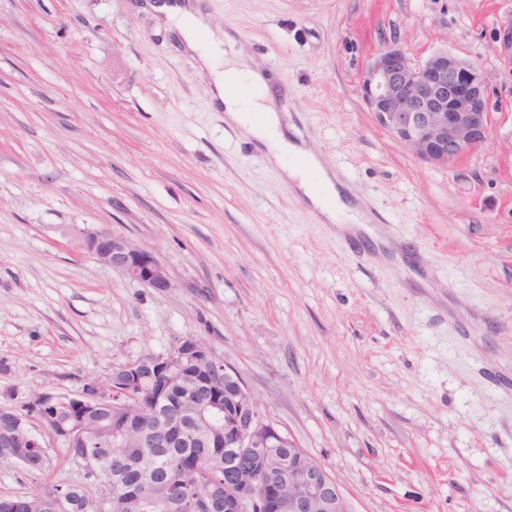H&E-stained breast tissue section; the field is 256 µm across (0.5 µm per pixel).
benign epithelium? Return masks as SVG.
Returning a JSON list of instances; mask_svg holds the SVG:
<instances>
[{
	"instance_id": "7a95c632",
	"label": "benign epithelium",
	"mask_w": 512,
	"mask_h": 512,
	"mask_svg": "<svg viewBox=\"0 0 512 512\" xmlns=\"http://www.w3.org/2000/svg\"><path fill=\"white\" fill-rule=\"evenodd\" d=\"M493 40L496 58L512 69V10L498 17ZM359 88L381 124L427 164L448 166L489 135L494 92L485 72L478 62L446 49L415 61L401 43L391 41L370 58ZM82 247L102 265L135 282L162 291L172 287L167 268L156 255L112 234L108 227L85 231ZM224 381L234 390L224 411L228 420L224 447L233 449L238 461L250 457L241 480L257 488L253 493L229 491L224 512H273L276 508L267 488L282 464L268 456V448L288 449V512H347L325 466L264 417L243 379L228 366Z\"/></svg>"
}]
</instances>
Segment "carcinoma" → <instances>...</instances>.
Returning <instances> with one entry per match:
<instances>
[{
	"instance_id": "obj_1",
	"label": "carcinoma",
	"mask_w": 512,
	"mask_h": 512,
	"mask_svg": "<svg viewBox=\"0 0 512 512\" xmlns=\"http://www.w3.org/2000/svg\"><path fill=\"white\" fill-rule=\"evenodd\" d=\"M170 368L158 371L151 355L139 358L98 383L107 396L100 408L76 400L45 404L35 393L23 408L0 412V458L25 451L27 468L43 470L46 452L33 447L30 419L50 416L72 426L76 441L68 457L84 479L112 485V503L93 505L81 486L57 505V512H211L224 489L243 490L236 468L225 465L224 405L215 388L224 374L180 341L169 351Z\"/></svg>"
}]
</instances>
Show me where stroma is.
<instances>
[{
	"label": "stroma",
	"mask_w": 512,
	"mask_h": 512,
	"mask_svg": "<svg viewBox=\"0 0 512 512\" xmlns=\"http://www.w3.org/2000/svg\"><path fill=\"white\" fill-rule=\"evenodd\" d=\"M198 2L378 238L317 223L137 0H0V408L194 338L348 512H512V70L493 53L512 0ZM393 40L483 65L491 131L459 162L419 161L362 102ZM101 225L171 288L81 249ZM46 451L42 471L0 459V494L83 484Z\"/></svg>",
	"instance_id": "obj_1"
}]
</instances>
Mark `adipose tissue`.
<instances>
[{
	"instance_id": "adipose-tissue-1",
	"label": "adipose tissue",
	"mask_w": 512,
	"mask_h": 512,
	"mask_svg": "<svg viewBox=\"0 0 512 512\" xmlns=\"http://www.w3.org/2000/svg\"><path fill=\"white\" fill-rule=\"evenodd\" d=\"M151 9L176 30L183 51L195 59L199 74L210 86L212 105L223 113L225 123L249 128L255 148L310 200L317 219L335 225L340 235L365 224L364 212L342 200L320 160L303 144L289 139L272 108L274 91L261 65L244 69L225 59L223 33L211 32L207 15L193 0H155ZM232 86L243 87L247 101L228 95Z\"/></svg>"
}]
</instances>
